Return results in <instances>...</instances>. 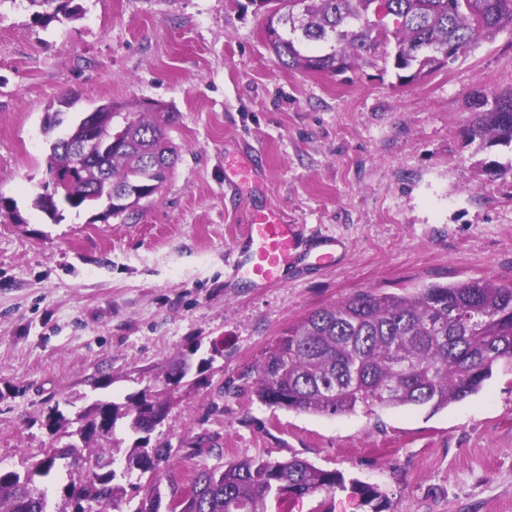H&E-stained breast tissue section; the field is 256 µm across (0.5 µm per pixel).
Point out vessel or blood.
<instances>
[{
  "mask_svg": "<svg viewBox=\"0 0 512 512\" xmlns=\"http://www.w3.org/2000/svg\"><path fill=\"white\" fill-rule=\"evenodd\" d=\"M340 241L307 235L303 225L289 224L273 211L254 213L231 248L239 278L258 288L282 282L286 268L303 264L309 269L336 264Z\"/></svg>",
  "mask_w": 512,
  "mask_h": 512,
  "instance_id": "b4317fda",
  "label": "vessel or blood"
}]
</instances>
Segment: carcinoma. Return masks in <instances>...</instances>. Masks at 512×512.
<instances>
[{
    "mask_svg": "<svg viewBox=\"0 0 512 512\" xmlns=\"http://www.w3.org/2000/svg\"><path fill=\"white\" fill-rule=\"evenodd\" d=\"M295 0H249L265 17L268 49L285 67L301 72L336 75L368 59L388 54L406 85L440 67V57L454 62L512 30V0H386L387 13L375 17L376 0H303L299 29L289 26ZM38 8V22L80 14L76 0H28ZM483 111L468 128V144L480 152L493 146L512 148V94L479 100ZM177 114L164 104L128 112L112 136V149L82 169L71 167L61 151L63 138L50 144L48 176L37 198L51 217L61 208L100 207L106 221L155 195L178 160L166 128ZM512 363V282L491 277L453 284L433 283L414 293L362 292L333 306L316 308L268 348L256 367L253 391L269 405L322 415L351 413L357 408L427 406L436 412L478 393L496 365ZM150 390L127 396L122 404L99 401L83 411L86 434L65 449L66 457L89 462L76 482L81 500L96 512H112L130 496L116 475L97 469L114 458L116 422L129 429L154 411ZM55 433L66 434L71 418L59 410L47 416ZM136 441L126 451L125 466L154 469L146 448ZM55 462L47 457L31 465L26 476L0 472V512H47L45 490L34 476L46 475ZM194 495L182 512H268V504L298 502L319 496L313 512H334L336 492L347 491L366 512H387L390 502L380 488L343 473L324 470L305 459L238 457L220 468H199L191 480ZM160 489L153 486L140 498L135 512H158Z\"/></svg>",
    "mask_w": 512,
    "mask_h": 512,
    "instance_id": "1",
    "label": "carcinoma"
}]
</instances>
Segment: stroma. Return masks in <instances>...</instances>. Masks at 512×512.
I'll use <instances>...</instances> for the list:
<instances>
[{"mask_svg":"<svg viewBox=\"0 0 512 512\" xmlns=\"http://www.w3.org/2000/svg\"><path fill=\"white\" fill-rule=\"evenodd\" d=\"M80 19L35 23L0 0V469L62 446L46 422L98 399L191 374L152 432L168 460L114 468L122 483L186 486L196 464L299 456L374 485L389 512H512V366L443 410L318 415L271 407L250 387L265 350L308 312L359 292L411 293L512 280V178L490 179L465 131L474 93L512 92V31L408 85L373 58L345 74L282 66L247 0H78ZM67 123L111 101L162 103L179 160L158 194L101 221L35 205L47 179L46 113ZM341 239L338 264L284 284L230 281L253 212Z\"/></svg>","mask_w":512,"mask_h":512,"instance_id":"1","label":"stroma"}]
</instances>
